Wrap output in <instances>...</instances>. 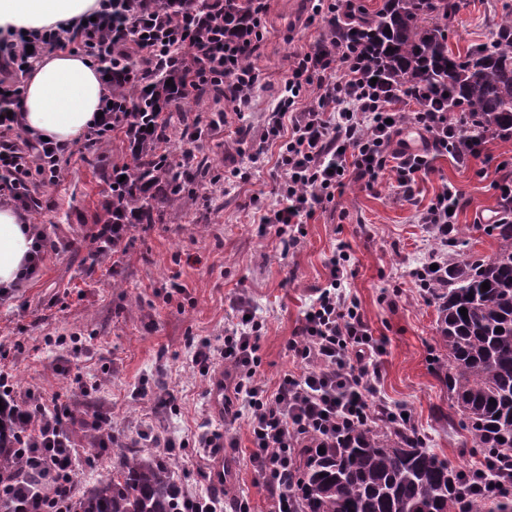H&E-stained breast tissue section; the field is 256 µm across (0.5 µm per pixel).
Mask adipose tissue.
Wrapping results in <instances>:
<instances>
[{
  "label": "adipose tissue",
  "mask_w": 512,
  "mask_h": 512,
  "mask_svg": "<svg viewBox=\"0 0 512 512\" xmlns=\"http://www.w3.org/2000/svg\"><path fill=\"white\" fill-rule=\"evenodd\" d=\"M99 6V0H0V39H11L20 31L35 34L69 27L86 20ZM107 92L101 72L87 57L44 54L23 77L19 124L28 136L69 147L94 123ZM33 249L27 214L11 205L0 206V287L22 284Z\"/></svg>",
  "instance_id": "obj_1"
}]
</instances>
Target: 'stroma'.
Listing matches in <instances>:
<instances>
[{"label": "stroma", "instance_id": "stroma-1", "mask_svg": "<svg viewBox=\"0 0 512 512\" xmlns=\"http://www.w3.org/2000/svg\"><path fill=\"white\" fill-rule=\"evenodd\" d=\"M448 20L453 52L493 40L496 25L512 12V0H457ZM309 0H267L263 34L255 59L263 77L248 106L212 98L191 110L211 117L230 113L222 134L198 143L220 176L203 183L179 205L175 224L137 226L119 256L91 264L89 242L94 216L111 196L101 176L125 155L111 140L103 156L73 143L61 155L51 182L33 177L40 206L29 221L41 225L58 249L40 270L0 301V350L12 373L17 399L35 393L42 401H68L75 417L88 407L107 417V427L129 446L144 447L142 429L160 437L187 440L175 456L183 489L207 492L208 465L199 463L194 436L203 429L228 430L236 447L224 451V497L247 498L252 512H270L272 503L250 461L246 418L225 425L210 404V382L189 357L204 338L218 340L236 320V306L248 300L263 323L261 363L256 378L274 388L297 365L287 345L315 291L327 283L339 244L349 247L345 292L354 298L380 341L378 388L388 402L404 406L429 448L456 467L475 468L481 459L459 425L443 382L437 343V312L410 275L433 243L417 213L443 185L464 200L458 221L473 225L468 253L491 255V237L477 232L500 206L493 185L496 162L512 158V136H490L485 156L459 165L435 157L412 199L399 193L396 173L386 170L374 187L347 181L341 195L317 210L291 247L262 234L260 224L276 207V147L255 155L251 142L237 140L236 128L260 130L282 97L294 53L324 38V21L309 22ZM242 177H234V169ZM75 487L86 492L112 471L109 451L77 436Z\"/></svg>", "mask_w": 512, "mask_h": 512}]
</instances>
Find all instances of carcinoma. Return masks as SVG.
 Instances as JSON below:
<instances>
[{"label":"carcinoma","instance_id":"obj_1","mask_svg":"<svg viewBox=\"0 0 512 512\" xmlns=\"http://www.w3.org/2000/svg\"><path fill=\"white\" fill-rule=\"evenodd\" d=\"M453 0H384L356 38L366 41L381 72L401 85L448 94L478 115L477 130L512 133V19L500 25L492 47L461 58L448 47L439 21L456 12ZM224 40L241 39L254 27L253 0H222ZM137 62L113 74L118 105L132 116L116 126L128 154L112 164V198L98 224H165L174 204L193 186L212 180L208 156L192 155L186 170L161 152L172 115L190 123L186 100L220 96L211 84L187 91L190 74L161 68L153 83L135 85ZM172 85H166L167 80ZM125 180H120L121 176ZM484 231L496 240L485 258L466 256L448 266V278L427 290L438 314L444 380L461 428L483 457L512 456V223ZM487 282L490 289H482ZM465 308L468 317L460 309ZM501 331H496V328ZM112 474L75 498L72 512H178L181 495L172 464L144 449L115 447ZM0 472L24 481L25 461L0 446ZM300 512H512V497L473 499L476 475L458 469L427 448L416 430L396 423L361 427L334 448L304 456L298 465Z\"/></svg>","mask_w":512,"mask_h":512}]
</instances>
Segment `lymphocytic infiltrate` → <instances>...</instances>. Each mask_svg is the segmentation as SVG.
Wrapping results in <instances>:
<instances>
[{
    "mask_svg": "<svg viewBox=\"0 0 512 512\" xmlns=\"http://www.w3.org/2000/svg\"><path fill=\"white\" fill-rule=\"evenodd\" d=\"M312 10L315 17L327 21L332 35L294 54L284 81L285 95L253 138L258 149L278 148L275 169L280 203L263 225L281 237L333 201L347 178L370 188L388 166H395L397 185L409 199L422 176L431 172L433 155H449L465 163L479 157L486 144L485 136L477 134L470 135L468 147L460 145L477 122L470 109L451 114L447 104L436 102L428 91L403 90L380 76L372 53L350 39L349 28L342 24L352 10L351 0H317ZM166 14L164 0L136 15L124 0H101L94 21L87 24L0 40V192L28 211L37 204L30 194L31 179L50 181L58 173L60 148L16 137L18 121L11 112L21 88L5 79L43 53L80 50L106 76L133 53L139 58L141 83L151 82L159 63L173 58L188 68L194 82L231 81L233 101L250 102L260 73L242 57L237 44L219 38L200 46L193 25H168ZM176 46L181 47V55H173ZM309 92L315 93V104L301 107ZM406 130L419 135L422 149L410 150L401 137ZM460 201L459 191L446 185L418 215L435 243L426 260L412 271L419 288H430L448 275L443 249ZM349 261L346 247H339L330 263L327 285L318 289L288 343L298 370L284 375L275 388H266L256 379L263 323L252 317L247 302H240L239 319L225 330L222 344L203 340L193 351L192 365L200 375H211L216 363H223L224 412L234 419L247 417L252 443L249 460L266 482L274 512H298L295 458L299 449L335 447L355 428L404 413L382 399L378 390L382 348L357 302L342 291ZM0 409L13 426L11 447L21 449L33 471L51 486L37 512H69L74 488L72 430L82 426L96 434V447H108L102 435L103 415L94 411L78 421L64 401L50 407L34 397L17 402L9 376L1 370Z\"/></svg>",
    "mask_w": 512,
    "mask_h": 512,
    "instance_id": "lymphocytic-infiltrate-1",
    "label": "lymphocytic infiltrate"
}]
</instances>
